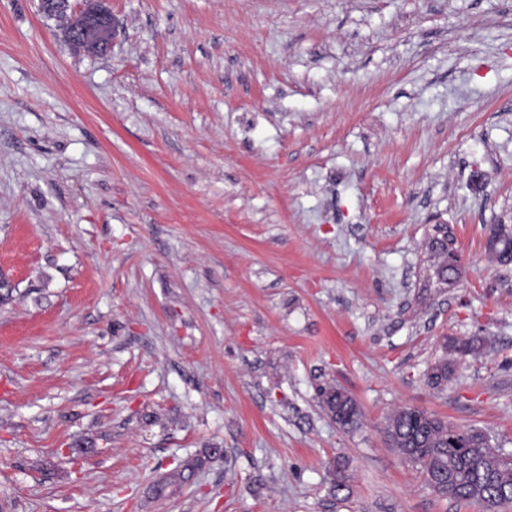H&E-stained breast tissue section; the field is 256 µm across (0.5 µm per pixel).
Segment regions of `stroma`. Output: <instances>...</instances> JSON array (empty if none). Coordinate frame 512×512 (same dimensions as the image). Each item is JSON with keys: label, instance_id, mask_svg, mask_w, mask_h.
I'll return each instance as SVG.
<instances>
[{"label": "stroma", "instance_id": "stroma-1", "mask_svg": "<svg viewBox=\"0 0 512 512\" xmlns=\"http://www.w3.org/2000/svg\"><path fill=\"white\" fill-rule=\"evenodd\" d=\"M107 6L93 56L0 0V512H481L384 428L512 453V0ZM444 345L446 355L437 359L430 366L427 374L428 382L435 387L443 386L453 378L458 356L459 358L476 356L485 347V340L478 336L465 340L448 336L445 337ZM323 407L343 429H354L359 425L360 412L353 398L342 388L330 386L321 389Z\"/></svg>", "mask_w": 512, "mask_h": 512}]
</instances>
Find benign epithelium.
<instances>
[{
    "label": "benign epithelium",
    "mask_w": 512,
    "mask_h": 512,
    "mask_svg": "<svg viewBox=\"0 0 512 512\" xmlns=\"http://www.w3.org/2000/svg\"><path fill=\"white\" fill-rule=\"evenodd\" d=\"M41 0L43 12L65 19L64 37L75 50L101 54L112 44V14L106 0Z\"/></svg>",
    "instance_id": "benign-epithelium-1"
}]
</instances>
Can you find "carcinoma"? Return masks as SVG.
Wrapping results in <instances>:
<instances>
[{"mask_svg": "<svg viewBox=\"0 0 512 512\" xmlns=\"http://www.w3.org/2000/svg\"><path fill=\"white\" fill-rule=\"evenodd\" d=\"M444 345L446 355L437 359L427 374L435 387L453 378L458 358L479 354L485 340L447 336ZM321 397L323 407L341 428L359 425V409L344 389L325 388ZM386 434L391 447L408 456L438 495L477 503L484 512H504L512 505V461L483 431L458 427L426 410L404 407L389 417Z\"/></svg>", "mask_w": 512, "mask_h": 512, "instance_id": "carcinoma-1", "label": "carcinoma"}]
</instances>
